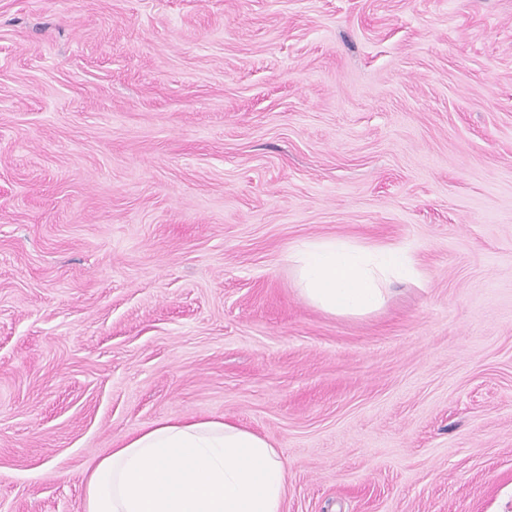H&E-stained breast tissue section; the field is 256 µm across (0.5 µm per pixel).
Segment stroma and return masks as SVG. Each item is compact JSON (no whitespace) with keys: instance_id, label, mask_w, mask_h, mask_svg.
<instances>
[{"instance_id":"obj_1","label":"stroma","mask_w":512,"mask_h":512,"mask_svg":"<svg viewBox=\"0 0 512 512\" xmlns=\"http://www.w3.org/2000/svg\"><path fill=\"white\" fill-rule=\"evenodd\" d=\"M328 237L419 275L327 314ZM167 417L285 512H512V0H0V512ZM300 290L317 309L332 315L362 316L386 301L393 278L414 277L407 248L357 246L342 238L304 241L288 255Z\"/></svg>"}]
</instances>
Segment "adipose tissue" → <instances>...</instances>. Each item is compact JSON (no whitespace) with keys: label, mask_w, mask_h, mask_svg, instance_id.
<instances>
[{"label":"adipose tissue","mask_w":512,"mask_h":512,"mask_svg":"<svg viewBox=\"0 0 512 512\" xmlns=\"http://www.w3.org/2000/svg\"><path fill=\"white\" fill-rule=\"evenodd\" d=\"M317 309L362 316L386 301L395 278L415 276L400 246L342 238L305 241L288 256ZM288 470L281 449L228 419L168 417L125 437L85 480V512H284Z\"/></svg>","instance_id":"ef3b65f1"}]
</instances>
